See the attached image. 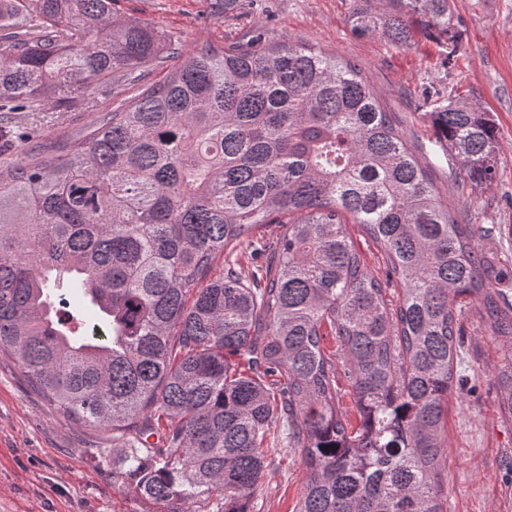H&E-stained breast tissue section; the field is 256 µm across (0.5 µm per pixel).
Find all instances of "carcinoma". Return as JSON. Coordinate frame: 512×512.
I'll return each mask as SVG.
<instances>
[{"mask_svg": "<svg viewBox=\"0 0 512 512\" xmlns=\"http://www.w3.org/2000/svg\"><path fill=\"white\" fill-rule=\"evenodd\" d=\"M348 21L397 48L418 21L454 38L452 0H351ZM170 55L164 81L65 154L0 178V352L62 416L111 434L97 453L148 512H251L282 446L303 451L297 512H444L467 301L508 344L495 379L512 420V276L479 246L491 229L441 200L357 64L260 37L171 47L150 23L113 19L112 0H0V149L39 136L13 113ZM427 117L458 173L493 180L490 113L452 99ZM349 223L383 251L397 304ZM266 224L281 231L253 278L214 272ZM68 288L92 319L68 309ZM336 386L340 392V404L346 411L347 420L350 424L356 426L358 415L355 409V399L349 387L348 378L345 375V367L340 364L336 374Z\"/></svg>", "mask_w": 512, "mask_h": 512, "instance_id": "1", "label": "carcinoma"}]
</instances>
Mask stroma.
Here are the masks:
<instances>
[{"label": "stroma", "instance_id": "obj_1", "mask_svg": "<svg viewBox=\"0 0 512 512\" xmlns=\"http://www.w3.org/2000/svg\"><path fill=\"white\" fill-rule=\"evenodd\" d=\"M455 38L416 31L407 47L356 35L350 0H113L125 20L150 22L171 43L192 47L245 43L255 26L268 40L295 38L359 65L366 82L392 112L436 191L466 224L512 226V0H453ZM125 86L96 91L60 112H23L41 129L29 150H63L75 134L132 95ZM464 98L491 112L499 129L496 175L477 185L455 177L426 118L434 104ZM460 387L448 395L444 512H512V421L498 408L493 376L501 350L477 305L462 319ZM105 436L64 418L32 393L17 366L0 354V512H142L97 457ZM301 449L268 460L252 512H296L305 482Z\"/></svg>", "mask_w": 512, "mask_h": 512}]
</instances>
